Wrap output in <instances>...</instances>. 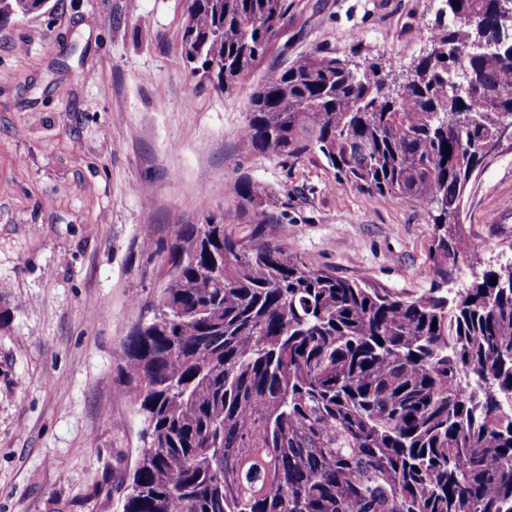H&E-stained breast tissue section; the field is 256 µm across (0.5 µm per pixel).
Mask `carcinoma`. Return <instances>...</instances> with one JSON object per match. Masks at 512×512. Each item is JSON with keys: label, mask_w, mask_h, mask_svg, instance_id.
I'll list each match as a JSON object with an SVG mask.
<instances>
[{"label": "carcinoma", "mask_w": 512, "mask_h": 512, "mask_svg": "<svg viewBox=\"0 0 512 512\" xmlns=\"http://www.w3.org/2000/svg\"><path fill=\"white\" fill-rule=\"evenodd\" d=\"M189 2L191 75L244 87L288 0ZM47 3L0 0V16ZM497 4L441 0L409 76L319 52L267 73L244 147L319 153L364 192L427 204L435 275L482 266L462 205L512 136V22ZM235 193L218 223L143 242L171 273L165 312L116 355L142 423L122 512H512V264L451 299L350 281L251 227L265 186Z\"/></svg>", "instance_id": "carcinoma-1"}]
</instances>
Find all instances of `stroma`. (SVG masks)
<instances>
[{"label": "stroma", "mask_w": 512, "mask_h": 512, "mask_svg": "<svg viewBox=\"0 0 512 512\" xmlns=\"http://www.w3.org/2000/svg\"><path fill=\"white\" fill-rule=\"evenodd\" d=\"M257 84L321 51L396 72L433 44L438 0H288ZM186 0H49L0 19V512H121L140 425L115 356L163 283L144 241L234 208L262 183L280 243L342 278L412 295L473 279L432 270L427 206L339 181L317 154H251L246 88L198 89L181 55ZM463 228L512 261V146L480 171Z\"/></svg>", "instance_id": "stroma-1"}]
</instances>
